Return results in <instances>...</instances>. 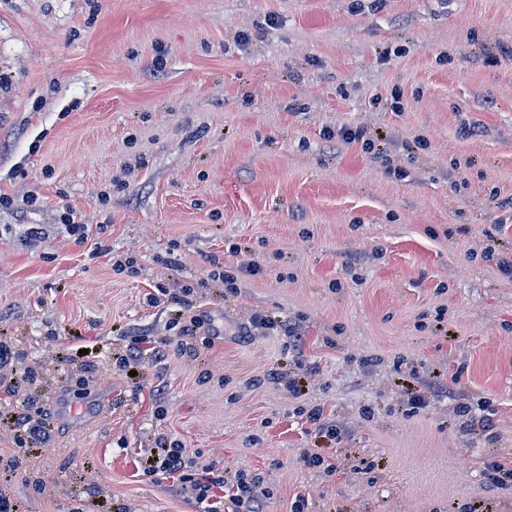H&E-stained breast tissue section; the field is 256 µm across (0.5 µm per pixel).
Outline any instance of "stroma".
<instances>
[{"label": "stroma", "instance_id": "stroma-1", "mask_svg": "<svg viewBox=\"0 0 512 512\" xmlns=\"http://www.w3.org/2000/svg\"><path fill=\"white\" fill-rule=\"evenodd\" d=\"M0 196V340L34 374L0 391L18 512H203L144 472L161 437L226 470L222 512L240 469L265 512H512L484 476L512 460L486 252L512 251V0H0ZM23 396L46 447L9 423Z\"/></svg>", "mask_w": 512, "mask_h": 512}]
</instances>
